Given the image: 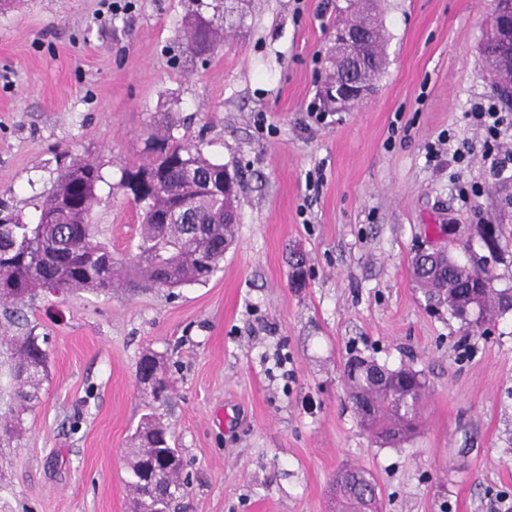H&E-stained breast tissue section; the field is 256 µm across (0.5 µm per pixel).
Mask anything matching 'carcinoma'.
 Returning <instances> with one entry per match:
<instances>
[{"label":"carcinoma","mask_w":512,"mask_h":512,"mask_svg":"<svg viewBox=\"0 0 512 512\" xmlns=\"http://www.w3.org/2000/svg\"><path fill=\"white\" fill-rule=\"evenodd\" d=\"M224 28L212 19L197 17L187 28V47L201 54L222 44ZM384 36L373 48L360 46L354 56L334 61L330 81L358 80L380 76L385 64ZM174 116L165 127L151 125L147 131L149 160L123 172L122 186L132 191L143 206L142 228L136 252L126 260L96 240L92 211L96 187L102 181L100 166L74 157L58 175L42 203L38 222L20 218L0 221V302L22 304L41 292L66 296L77 290L108 292L132 278L158 286L178 287L205 283L224 259L233 225L224 223V213L236 209V199L199 192L205 179L224 172L199 146L171 133ZM428 298L448 304L455 311L473 291L476 281H492L488 272L478 273L454 256L442 258L435 270L415 269ZM512 309V292L493 287L482 292L480 319L491 311ZM0 371L14 386L0 403V446L18 437L23 414L38 401L48 352L32 334L0 335ZM139 374L151 382L152 393L136 430L140 447L129 465L130 487L137 512H172L187 494L178 450L170 434L157 420V406L170 398L171 385L160 360L145 355ZM344 376L349 396L361 424L385 444L400 445L416 434L419 408L426 390L422 374L407 367L389 369L373 360L352 357ZM349 488L339 503L342 512H362L365 495H374L376 483L367 473L344 470Z\"/></svg>","instance_id":"cac0c4a2"}]
</instances>
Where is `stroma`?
Here are the masks:
<instances>
[{"instance_id": "1", "label": "stroma", "mask_w": 512, "mask_h": 512, "mask_svg": "<svg viewBox=\"0 0 512 512\" xmlns=\"http://www.w3.org/2000/svg\"><path fill=\"white\" fill-rule=\"evenodd\" d=\"M134 3L117 21L106 0L0 10V207L37 223L61 167L93 159L98 237L128 257L142 208L122 172L171 112L176 137L239 173L234 240L201 284L0 306V331L49 351L39 402L0 447V512H132L147 354L173 384L159 414L187 463L180 512H339L331 482L345 467L373 476L381 512L512 508V310L469 332L414 277L453 233L512 289V178L465 150L485 139L474 103L512 115L479 51L491 0H385V71L342 111L320 91L345 0ZM228 5L243 20L223 46L187 53L186 23ZM352 353L424 374L409 441L360 425Z\"/></svg>"}]
</instances>
